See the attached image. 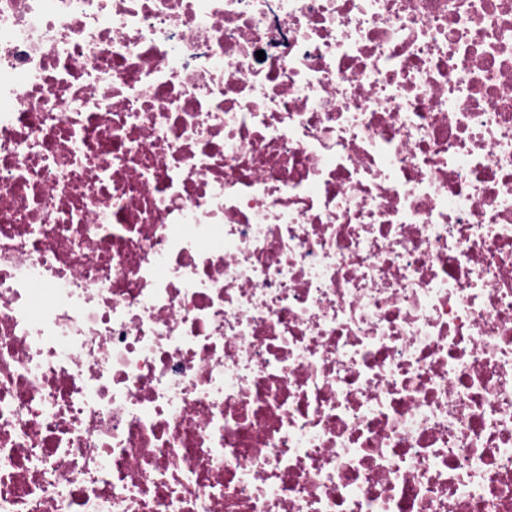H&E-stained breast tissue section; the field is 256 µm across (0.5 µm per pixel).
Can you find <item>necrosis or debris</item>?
<instances>
[{
  "label": "necrosis or debris",
  "instance_id": "4bbe7bcc",
  "mask_svg": "<svg viewBox=\"0 0 512 512\" xmlns=\"http://www.w3.org/2000/svg\"><path fill=\"white\" fill-rule=\"evenodd\" d=\"M0 512H512V0H0Z\"/></svg>",
  "mask_w": 512,
  "mask_h": 512
}]
</instances>
